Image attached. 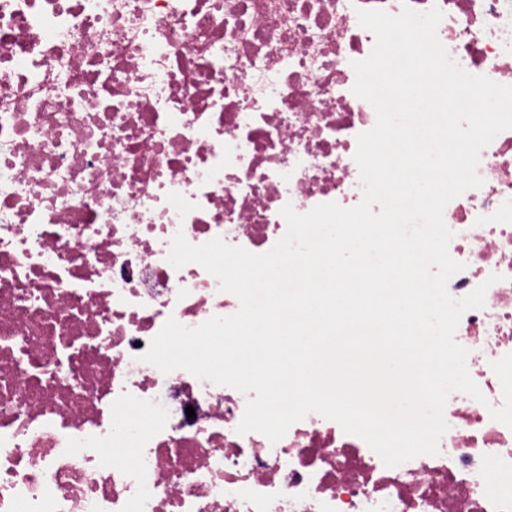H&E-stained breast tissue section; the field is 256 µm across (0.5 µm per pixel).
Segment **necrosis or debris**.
I'll list each match as a JSON object with an SVG mask.
<instances>
[{"mask_svg":"<svg viewBox=\"0 0 512 512\" xmlns=\"http://www.w3.org/2000/svg\"><path fill=\"white\" fill-rule=\"evenodd\" d=\"M405 6L512 85V0H0V512H512V130L444 210L450 294L489 288L454 335L484 399L450 395L438 455L387 467L316 414L241 435L244 394L141 360L240 306L176 232L262 254L285 204L360 202L357 12Z\"/></svg>","mask_w":512,"mask_h":512,"instance_id":"obj_1","label":"necrosis or debris"}]
</instances>
